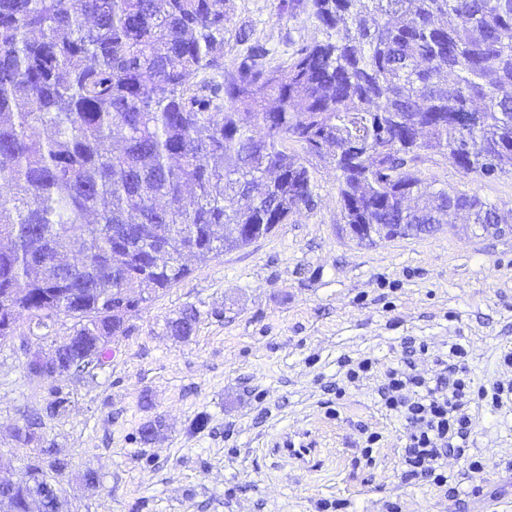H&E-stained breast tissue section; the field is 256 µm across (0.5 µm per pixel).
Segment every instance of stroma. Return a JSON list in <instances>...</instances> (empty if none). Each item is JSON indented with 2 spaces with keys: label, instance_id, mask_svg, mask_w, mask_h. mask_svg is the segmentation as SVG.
<instances>
[{
  "label": "stroma",
  "instance_id": "35a3bbf8",
  "mask_svg": "<svg viewBox=\"0 0 512 512\" xmlns=\"http://www.w3.org/2000/svg\"><path fill=\"white\" fill-rule=\"evenodd\" d=\"M236 6L275 57L288 56L289 39L318 35L306 16H279L278 0ZM309 167L314 210L194 265L129 316V335L95 378H59L70 403L42 434L70 463L64 512H512V407L473 410L465 455L443 458L440 487L406 477L409 427L378 394L402 356L430 378L456 342L474 386L512 377L500 363L512 349V233L452 214L435 234L362 245L342 220L334 164ZM426 175L512 209L511 175L481 180L446 162ZM190 306L196 331L173 340L166 322ZM43 349L0 345L2 479L18 477L31 453L16 447L14 427L49 399L24 368ZM367 357L372 370L348 383L346 362ZM157 417L163 430L141 442ZM371 432L380 440L368 456ZM88 471L96 486L85 485Z\"/></svg>",
  "mask_w": 512,
  "mask_h": 512
}]
</instances>
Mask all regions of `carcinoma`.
Returning <instances> with one entry per match:
<instances>
[{
    "instance_id": "obj_1",
    "label": "carcinoma",
    "mask_w": 512,
    "mask_h": 512,
    "mask_svg": "<svg viewBox=\"0 0 512 512\" xmlns=\"http://www.w3.org/2000/svg\"><path fill=\"white\" fill-rule=\"evenodd\" d=\"M235 0H0V296L14 328L43 335L70 313L72 372L111 358L96 337L126 336L112 313L123 290L164 292L244 237L227 224L288 223L315 206L307 158L331 157L347 224H394L416 238L464 212L511 224L477 193L432 187L424 166L465 176L512 174V0H279L320 32L288 39L276 61ZM235 31L244 52L224 60ZM261 125L263 139L252 135ZM297 143L303 155L288 151ZM123 230V240L112 238ZM78 250L79 259L62 256ZM200 312L166 321L186 340ZM14 433L41 440L42 417ZM26 466L17 512L64 471Z\"/></svg>"
}]
</instances>
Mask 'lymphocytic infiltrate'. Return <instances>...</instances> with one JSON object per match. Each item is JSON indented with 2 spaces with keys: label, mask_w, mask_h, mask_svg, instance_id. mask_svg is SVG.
<instances>
[{
  "label": "lymphocytic infiltrate",
  "mask_w": 512,
  "mask_h": 512,
  "mask_svg": "<svg viewBox=\"0 0 512 512\" xmlns=\"http://www.w3.org/2000/svg\"><path fill=\"white\" fill-rule=\"evenodd\" d=\"M449 353L452 364L434 382L416 374L407 360L402 366L387 370L380 389L385 407L404 417L411 426L404 457L407 476L439 486L448 482L441 471L443 458L465 454L472 425L471 403L478 399L496 408L505 399H512V379L496 381L488 388H473L465 347L454 344Z\"/></svg>",
  "instance_id": "1"
}]
</instances>
